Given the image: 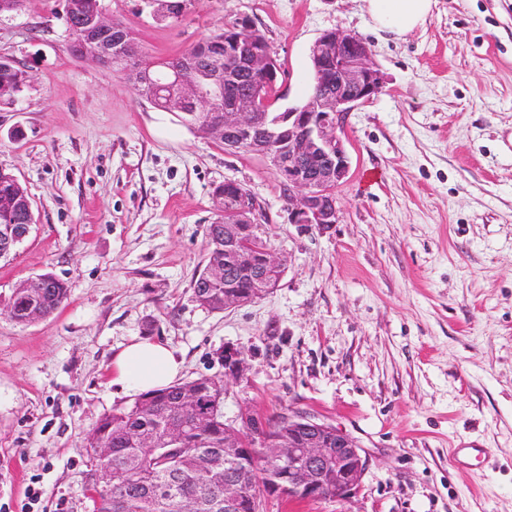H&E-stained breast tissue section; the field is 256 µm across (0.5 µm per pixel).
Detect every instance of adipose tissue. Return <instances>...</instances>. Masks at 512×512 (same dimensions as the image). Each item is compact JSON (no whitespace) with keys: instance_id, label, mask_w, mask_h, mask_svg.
I'll return each mask as SVG.
<instances>
[{"instance_id":"obj_1","label":"adipose tissue","mask_w":512,"mask_h":512,"mask_svg":"<svg viewBox=\"0 0 512 512\" xmlns=\"http://www.w3.org/2000/svg\"><path fill=\"white\" fill-rule=\"evenodd\" d=\"M433 0H366L367 11L377 29L401 35L423 25ZM182 371V362L159 340H138L124 345L113 356V383L142 394L168 387Z\"/></svg>"}]
</instances>
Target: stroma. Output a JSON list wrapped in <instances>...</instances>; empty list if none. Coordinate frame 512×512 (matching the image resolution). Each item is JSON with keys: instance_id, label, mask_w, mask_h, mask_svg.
<instances>
[{"instance_id": "1", "label": "stroma", "mask_w": 512, "mask_h": 512, "mask_svg": "<svg viewBox=\"0 0 512 512\" xmlns=\"http://www.w3.org/2000/svg\"><path fill=\"white\" fill-rule=\"evenodd\" d=\"M104 5L150 58L249 18L284 70L280 111L307 100L310 48L330 29L366 39L385 84L345 118L351 170L323 232L288 222L264 158L195 137L72 55L61 0L0 16V56L32 74L0 104V168L36 219L0 261V302L44 273L68 288L44 319L0 314V512H85L83 439L135 401L109 365L138 339L166 343L185 379L223 378L235 345L246 370L225 419L303 413L368 457L349 501L266 512H512V0H434L400 37L364 0H193L175 24L144 0ZM228 180L256 197L286 269L261 299L214 313L191 281ZM467 443L487 449L483 471L453 459Z\"/></svg>"}]
</instances>
